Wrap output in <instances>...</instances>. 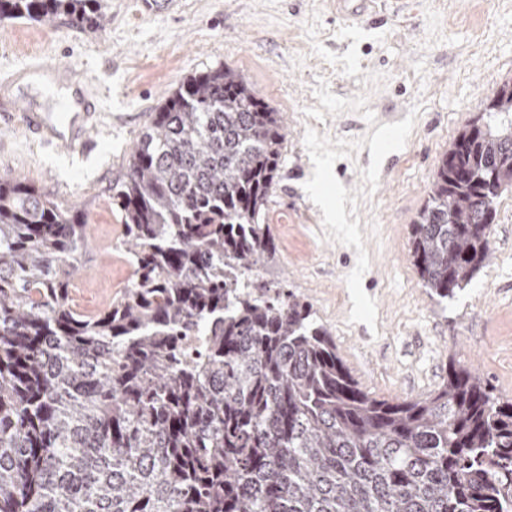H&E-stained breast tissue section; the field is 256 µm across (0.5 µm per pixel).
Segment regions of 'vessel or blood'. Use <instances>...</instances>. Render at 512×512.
<instances>
[{
  "label": "vessel or blood",
  "instance_id": "1",
  "mask_svg": "<svg viewBox=\"0 0 512 512\" xmlns=\"http://www.w3.org/2000/svg\"><path fill=\"white\" fill-rule=\"evenodd\" d=\"M31 75H45L61 85L81 82L66 59L50 61L38 55L30 56L22 68L0 80V113L15 115L22 126L41 141L56 143L72 153L84 152L90 145L88 131L100 120L95 105L83 96L79 99L78 112L66 120L45 119L40 113L29 111L17 97L8 93L12 85L21 83Z\"/></svg>",
  "mask_w": 512,
  "mask_h": 512
}]
</instances>
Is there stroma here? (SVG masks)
I'll return each mask as SVG.
<instances>
[{
  "label": "stroma",
  "mask_w": 512,
  "mask_h": 512,
  "mask_svg": "<svg viewBox=\"0 0 512 512\" xmlns=\"http://www.w3.org/2000/svg\"><path fill=\"white\" fill-rule=\"evenodd\" d=\"M385 2L346 19L331 0H173L150 13L140 0H103L95 32L64 18L0 22L1 76L30 53L63 56L100 96L84 157L0 123V176L89 214L72 305L98 311L133 277L112 188L150 112L190 75L226 66L286 126L264 281L309 303L373 396L428 395L454 360L512 400V191L496 204L490 262L452 299L429 294L410 254L443 154L512 83V0Z\"/></svg>",
  "instance_id": "obj_1"
}]
</instances>
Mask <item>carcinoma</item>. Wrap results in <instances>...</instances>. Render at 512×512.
Masks as SVG:
<instances>
[{
    "instance_id": "carcinoma-1",
    "label": "carcinoma",
    "mask_w": 512,
    "mask_h": 512,
    "mask_svg": "<svg viewBox=\"0 0 512 512\" xmlns=\"http://www.w3.org/2000/svg\"><path fill=\"white\" fill-rule=\"evenodd\" d=\"M62 16L103 26L101 0H0V21ZM285 136L234 69L173 91L114 188L134 277L93 316L69 300L88 213L0 177V512H512V401L454 363L424 398L373 397L310 305L243 280L274 253ZM508 188L512 84L411 224L431 296L487 265Z\"/></svg>"
}]
</instances>
